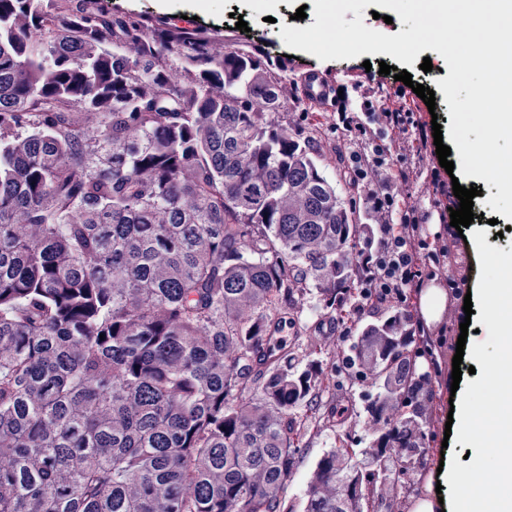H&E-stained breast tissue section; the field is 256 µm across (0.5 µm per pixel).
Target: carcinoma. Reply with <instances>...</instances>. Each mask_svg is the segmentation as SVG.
<instances>
[{"mask_svg": "<svg viewBox=\"0 0 512 512\" xmlns=\"http://www.w3.org/2000/svg\"><path fill=\"white\" fill-rule=\"evenodd\" d=\"M218 40L0 0V512H367L426 461L431 376L408 314L366 320L348 162L276 118L285 61ZM338 354L372 438L338 435L297 510ZM336 443V430L329 429L321 435L311 439L303 452L298 474L295 480L289 484L284 492L286 501L298 503L302 497L309 472L313 469L321 454L332 448Z\"/></svg>", "mask_w": 512, "mask_h": 512, "instance_id": "1", "label": "carcinoma"}]
</instances>
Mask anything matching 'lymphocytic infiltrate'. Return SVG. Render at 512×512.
I'll use <instances>...</instances> for the list:
<instances>
[{"label":"lymphocytic infiltrate","instance_id":"lymphocytic-infiltrate-1","mask_svg":"<svg viewBox=\"0 0 512 512\" xmlns=\"http://www.w3.org/2000/svg\"><path fill=\"white\" fill-rule=\"evenodd\" d=\"M342 126L354 127L361 144L370 146L372 156L364 160L355 171L357 180L371 183L369 194L371 208L379 214L378 224L372 225V243L362 251L359 266L364 273L362 297L371 306L387 300L402 298L405 289L418 287L423 268L444 265L447 249L423 251L419 236L418 220L408 219L396 224L392 221L396 208V178L380 141L387 132L405 125L407 118L401 112H382L374 125L354 123L349 113L338 115Z\"/></svg>","mask_w":512,"mask_h":512}]
</instances>
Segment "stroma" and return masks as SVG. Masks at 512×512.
Here are the masks:
<instances>
[{
	"instance_id": "1",
	"label": "stroma",
	"mask_w": 512,
	"mask_h": 512,
	"mask_svg": "<svg viewBox=\"0 0 512 512\" xmlns=\"http://www.w3.org/2000/svg\"><path fill=\"white\" fill-rule=\"evenodd\" d=\"M305 3L306 0H279L276 10L268 14L256 8L252 0H212L211 5L203 10L197 8L194 0H170L167 13L186 16L187 27L210 34L218 33L221 40L216 43V50H224L230 41L239 44L251 42L262 45L271 55H288V74L291 77H301L311 69L322 72L334 90L345 92L349 111H356L357 100L366 97L374 100L377 111L398 109L410 115V122L404 131L384 140L395 169L412 173L404 183L405 193L399 198L400 207L402 211H413L422 217V233L430 248L447 247L448 263L434 279L435 286L444 288L447 294L446 310L440 322H426L420 306V293H412L406 302L413 321L424 328L423 334L416 336L414 341L415 346L426 351L425 357L419 358L418 366L431 374L430 389L424 399L425 430L429 437L427 461L412 474L407 487L397 490L394 495L398 505L396 512H409L416 498L435 494L436 483L440 479L437 468L441 457L452 454L462 457L467 453L466 446L444 439L450 410L452 359L461 335L460 325L466 322L464 297L478 285L477 279H460L457 266L464 256L472 265L480 263L477 251L471 249L463 255L458 246L463 238L471 237L473 231L482 230L486 233L488 245L510 250L512 220L496 217L485 200L496 194L497 189L485 180L477 179L473 185L480 194L473 199L474 222L464 228L462 235L452 237L448 234L450 211L458 207L459 201L453 194L449 175L439 164L434 143H421L418 135L419 129L430 128L431 124L438 123L445 128L451 124L445 95L437 85L438 80L448 76V67L437 64L429 72L415 65L408 68L413 83L434 91L435 106L430 109L412 91L411 85L394 80L393 76L378 74L377 64L395 65L396 60L392 56L377 53L366 60L357 57L324 61L309 53L288 49L280 37L282 26L293 22L297 27L306 28L315 22L311 15L302 20L295 19L296 10ZM240 18L247 23V30L237 29L236 21ZM336 112L335 100L314 106L292 97L285 104L283 117L294 129L322 126L324 133L319 139V149L321 154L329 156L337 150L347 153L359 147L353 132L337 127ZM469 325L468 342L486 339L487 333L481 330L479 322L474 321ZM335 442L336 432L329 429L307 443L298 474L285 489L287 501L299 502L310 471L321 454L332 448Z\"/></svg>"
}]
</instances>
